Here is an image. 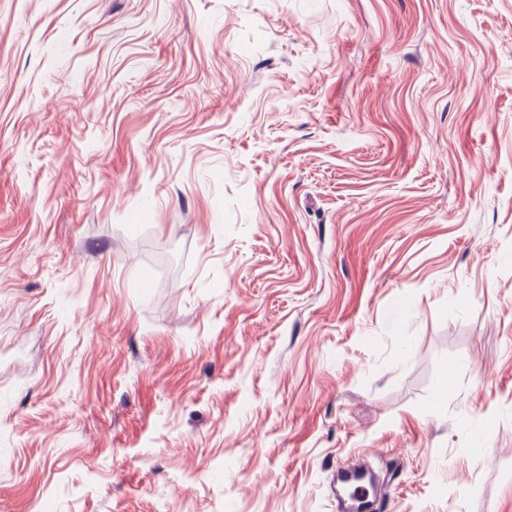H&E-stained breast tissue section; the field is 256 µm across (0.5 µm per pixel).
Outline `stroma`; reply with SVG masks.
<instances>
[{"label": "stroma", "mask_w": 512, "mask_h": 512, "mask_svg": "<svg viewBox=\"0 0 512 512\" xmlns=\"http://www.w3.org/2000/svg\"><path fill=\"white\" fill-rule=\"evenodd\" d=\"M357 456L512 512V0H0V512Z\"/></svg>", "instance_id": "35a3bbf8"}]
</instances>
